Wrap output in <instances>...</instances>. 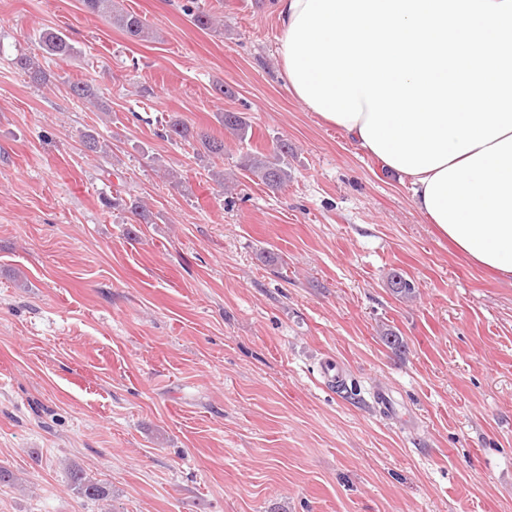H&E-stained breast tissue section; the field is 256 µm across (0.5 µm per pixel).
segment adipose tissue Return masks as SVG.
I'll use <instances>...</instances> for the list:
<instances>
[{
	"label": "adipose tissue",
	"mask_w": 512,
	"mask_h": 512,
	"mask_svg": "<svg viewBox=\"0 0 512 512\" xmlns=\"http://www.w3.org/2000/svg\"><path fill=\"white\" fill-rule=\"evenodd\" d=\"M408 182L416 209L471 265L512 281V131Z\"/></svg>",
	"instance_id": "obj_1"
}]
</instances>
